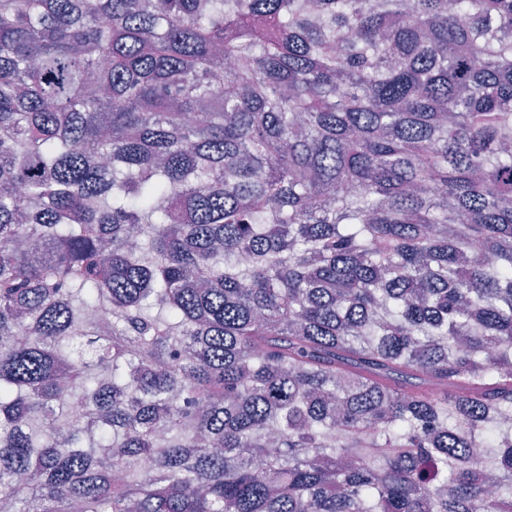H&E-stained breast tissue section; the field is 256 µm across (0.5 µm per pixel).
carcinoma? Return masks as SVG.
<instances>
[{
	"label": "carcinoma",
	"mask_w": 512,
	"mask_h": 512,
	"mask_svg": "<svg viewBox=\"0 0 512 512\" xmlns=\"http://www.w3.org/2000/svg\"><path fill=\"white\" fill-rule=\"evenodd\" d=\"M0 501L512 512V0H0Z\"/></svg>",
	"instance_id": "carcinoma-1"
}]
</instances>
